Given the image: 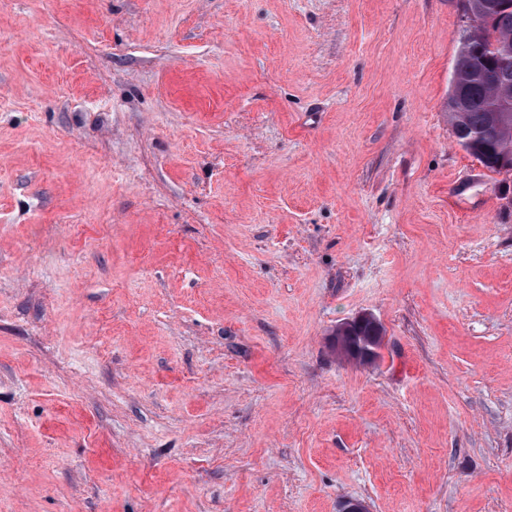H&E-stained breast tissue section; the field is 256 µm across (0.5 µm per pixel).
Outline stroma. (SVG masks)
Masks as SVG:
<instances>
[{"instance_id": "obj_1", "label": "stroma", "mask_w": 512, "mask_h": 512, "mask_svg": "<svg viewBox=\"0 0 512 512\" xmlns=\"http://www.w3.org/2000/svg\"><path fill=\"white\" fill-rule=\"evenodd\" d=\"M461 0H0V512H512V172ZM361 314L381 359L334 352ZM479 5L486 19L477 29L474 47L461 48L454 65L465 88L455 80L448 97V122L458 144L490 172L500 173L502 160L512 161V112H491L502 94L512 98V0H468ZM492 4L487 8L486 4ZM509 48V51L506 50ZM510 70L507 86L496 77L505 62ZM364 325H369L374 330L373 334L376 336H372L369 328ZM352 332L354 333L353 336H356V338H358L360 342H367L370 336L369 341L371 342V344L367 346L365 349L363 348L362 350L359 351V358L363 357L367 363H371L372 361H374L378 357L379 350L381 349L383 344L384 329L382 324L373 316L369 314H363L358 316L354 320H351L341 325L336 329V336L334 337L336 341V344L334 343V348H337L338 353L341 352L343 340L346 337H349L345 335L352 334Z\"/></svg>"}]
</instances>
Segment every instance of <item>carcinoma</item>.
Instances as JSON below:
<instances>
[{"label": "carcinoma", "mask_w": 512, "mask_h": 512, "mask_svg": "<svg viewBox=\"0 0 512 512\" xmlns=\"http://www.w3.org/2000/svg\"><path fill=\"white\" fill-rule=\"evenodd\" d=\"M485 15L474 47L455 59L465 88V112L448 113L458 144L490 172H501L502 160L512 161V112H494L496 98H512V80L496 84L503 67L512 71V0H469Z\"/></svg>", "instance_id": "carcinoma-1"}]
</instances>
